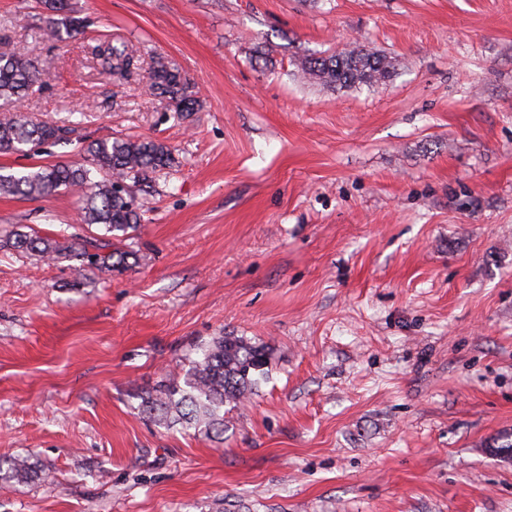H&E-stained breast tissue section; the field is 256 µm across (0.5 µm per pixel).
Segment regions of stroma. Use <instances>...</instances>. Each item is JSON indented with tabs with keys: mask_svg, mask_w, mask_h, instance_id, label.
<instances>
[{
	"mask_svg": "<svg viewBox=\"0 0 512 512\" xmlns=\"http://www.w3.org/2000/svg\"><path fill=\"white\" fill-rule=\"evenodd\" d=\"M44 38L35 0H0V39L46 82L21 101L64 143L0 153V174L152 139L174 161L138 192L123 267L13 249L74 243L75 194H0V512H512V0H70ZM126 41L138 75L95 69ZM366 45L396 73L334 91L309 53ZM177 66L200 105L149 90ZM269 355L223 442L159 426L140 392L194 344ZM36 473V465L29 457L17 456L8 461L5 475L11 481L24 483L31 480Z\"/></svg>",
	"mask_w": 512,
	"mask_h": 512,
	"instance_id": "1",
	"label": "stroma"
}]
</instances>
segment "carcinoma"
<instances>
[{
	"mask_svg": "<svg viewBox=\"0 0 512 512\" xmlns=\"http://www.w3.org/2000/svg\"><path fill=\"white\" fill-rule=\"evenodd\" d=\"M81 27L82 20L70 16L59 24L49 22L46 31L62 41ZM92 59L100 73L118 80L131 78L139 69L136 48L125 42L93 46ZM296 67L305 77L340 91L373 88L395 72L394 62L386 55L361 45L328 55H305L297 59ZM40 82L38 65L0 41V112L13 111L24 93ZM150 88L171 112H192L198 104L187 78L161 60L152 67ZM68 133L64 126L15 115L0 120V152H24L45 142H64ZM172 162L170 148L161 142L111 136L90 142L79 166L53 164L19 176L0 175V192L35 199L61 188L79 190L83 223L101 228L106 236L119 232L125 236L141 222L133 188L149 184L154 172ZM11 246L53 261L74 255L92 267L106 269L125 262L121 253L97 252L99 245L94 240L78 250L72 244L18 231ZM267 365L263 347L241 336H214L196 345L194 355L185 357L179 371L140 396L139 411L159 425L178 423L218 439L224 435V406H235L254 395ZM3 470L9 480L24 483L35 476L36 465L27 456H17L8 461V468L0 467Z\"/></svg>",
	"mask_w": 512,
	"mask_h": 512,
	"instance_id": "obj_1",
	"label": "carcinoma"
}]
</instances>
